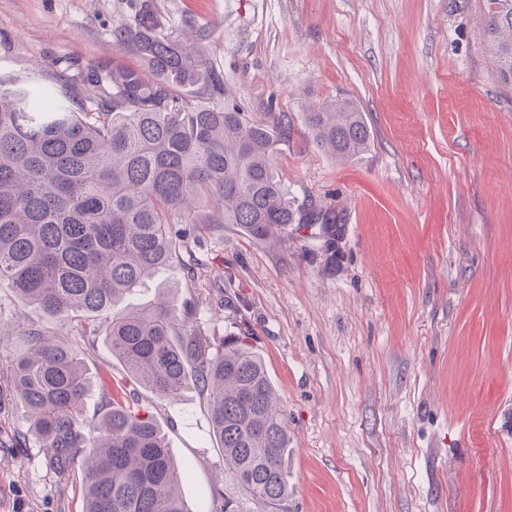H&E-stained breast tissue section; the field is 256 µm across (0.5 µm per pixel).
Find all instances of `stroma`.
Listing matches in <instances>:
<instances>
[{
	"label": "stroma",
	"instance_id": "stroma-1",
	"mask_svg": "<svg viewBox=\"0 0 512 512\" xmlns=\"http://www.w3.org/2000/svg\"><path fill=\"white\" fill-rule=\"evenodd\" d=\"M161 32L206 34L202 52L253 118L288 115L276 167L296 203L339 225L292 224L274 243L227 224L193 268L173 263L128 300L161 289L209 338L246 332L288 427L279 512H512V88L481 25L485 0H155ZM142 0H0V81L136 67L114 30ZM353 102L368 149L318 150L310 105ZM29 328L80 350L87 428L109 393L134 394L190 468L191 512H224L235 488L205 395L137 386L104 332L69 325L0 288V512H82L78 468L60 471L30 434L9 364Z\"/></svg>",
	"mask_w": 512,
	"mask_h": 512
}]
</instances>
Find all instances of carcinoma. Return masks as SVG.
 Returning <instances> with one entry per match:
<instances>
[{
    "instance_id": "cac0c4a2",
    "label": "carcinoma",
    "mask_w": 512,
    "mask_h": 512,
    "mask_svg": "<svg viewBox=\"0 0 512 512\" xmlns=\"http://www.w3.org/2000/svg\"><path fill=\"white\" fill-rule=\"evenodd\" d=\"M160 24L152 3L136 28L115 31L117 44L135 46L136 68L90 69L78 85L48 73L35 93L0 87V285L77 328L105 316L112 357L151 392L205 393L238 489L224 512H241L243 498L275 509L288 498V431L263 357L242 336H202L190 309L123 299L207 231L236 224L256 241H277L290 224L336 216L295 206L277 172L288 115L252 119L224 78L206 71L199 48L155 34ZM482 25L497 76L511 86L512 0H487ZM187 86L206 95L186 98ZM305 122L316 147L338 160L369 147L348 100L310 106ZM21 338L9 368L31 433L62 469L75 449L88 450L83 512H191L180 491L185 464L160 426L118 392L99 435H85L90 383L79 350L38 328Z\"/></svg>"
}]
</instances>
